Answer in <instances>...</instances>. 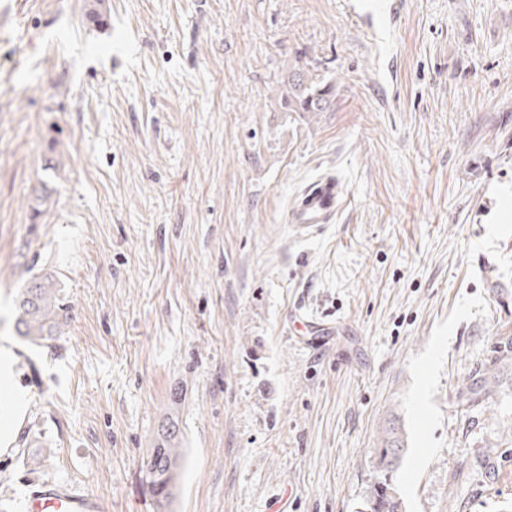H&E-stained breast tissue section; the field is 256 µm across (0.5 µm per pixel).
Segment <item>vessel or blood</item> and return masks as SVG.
Instances as JSON below:
<instances>
[{
  "label": "vessel or blood",
  "instance_id": "obj_1",
  "mask_svg": "<svg viewBox=\"0 0 512 512\" xmlns=\"http://www.w3.org/2000/svg\"><path fill=\"white\" fill-rule=\"evenodd\" d=\"M345 203L339 179L324 174L307 184L285 214L286 223L305 231H317L335 223ZM25 512H108L101 498L75 486L41 484L26 497Z\"/></svg>",
  "mask_w": 512,
  "mask_h": 512
}]
</instances>
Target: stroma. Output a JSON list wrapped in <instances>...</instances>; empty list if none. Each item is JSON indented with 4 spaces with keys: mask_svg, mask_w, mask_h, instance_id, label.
<instances>
[{
    "mask_svg": "<svg viewBox=\"0 0 512 512\" xmlns=\"http://www.w3.org/2000/svg\"><path fill=\"white\" fill-rule=\"evenodd\" d=\"M86 2L0 0V512L42 482L111 512H359L394 413L406 512H512V388L454 405L512 336V0H406L374 39L343 0ZM292 68L331 111L282 110ZM325 173L347 202L298 234ZM43 271L53 349L13 330ZM172 411L162 509L142 459ZM345 203V191L334 174H323L307 184L285 214V223L305 231L333 224Z\"/></svg>",
    "mask_w": 512,
    "mask_h": 512,
    "instance_id": "35a3bbf8",
    "label": "stroma"
}]
</instances>
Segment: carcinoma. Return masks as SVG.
I'll use <instances>...</instances> for the list:
<instances>
[{"instance_id": "1", "label": "carcinoma", "mask_w": 512, "mask_h": 512, "mask_svg": "<svg viewBox=\"0 0 512 512\" xmlns=\"http://www.w3.org/2000/svg\"><path fill=\"white\" fill-rule=\"evenodd\" d=\"M283 105L287 112H327L335 101V86L307 71H290L284 82ZM15 332L23 341L54 348L66 320L67 306L56 275L44 272L31 277L16 300ZM512 386V336H503L492 364L479 369L477 378L456 394L457 404L471 406ZM178 420L168 418L157 432L155 447L142 460V468L157 498L172 497L182 463ZM407 450L402 425L397 417L388 419L380 431L375 449L377 477L363 498L361 512H405L394 473Z\"/></svg>"}]
</instances>
